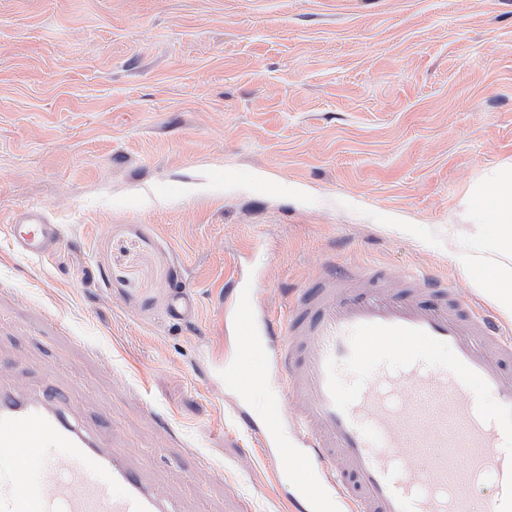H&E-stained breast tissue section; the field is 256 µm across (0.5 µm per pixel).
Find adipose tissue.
Instances as JSON below:
<instances>
[{
	"label": "adipose tissue",
	"mask_w": 512,
	"mask_h": 512,
	"mask_svg": "<svg viewBox=\"0 0 512 512\" xmlns=\"http://www.w3.org/2000/svg\"><path fill=\"white\" fill-rule=\"evenodd\" d=\"M470 219V242L455 247L452 260L473 288L484 292L501 314L512 318V262H488L483 257L489 245H512V167L491 170L484 183L474 188Z\"/></svg>",
	"instance_id": "adipose-tissue-1"
}]
</instances>
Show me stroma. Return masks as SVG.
I'll return each mask as SVG.
<instances>
[{
  "mask_svg": "<svg viewBox=\"0 0 512 512\" xmlns=\"http://www.w3.org/2000/svg\"><path fill=\"white\" fill-rule=\"evenodd\" d=\"M512 165V0H0V376L50 379L180 512H283L231 416L224 273L448 278ZM190 296L181 319L168 309ZM2 230L17 251L32 257L45 255L60 234L58 226L47 224L38 211H29L20 221L6 224Z\"/></svg>",
  "mask_w": 512,
  "mask_h": 512,
  "instance_id": "obj_1",
  "label": "stroma"
}]
</instances>
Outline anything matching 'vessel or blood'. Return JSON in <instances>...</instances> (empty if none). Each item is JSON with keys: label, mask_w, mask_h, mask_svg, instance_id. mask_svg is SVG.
Wrapping results in <instances>:
<instances>
[{"label": "vessel or blood", "mask_w": 512, "mask_h": 512, "mask_svg": "<svg viewBox=\"0 0 512 512\" xmlns=\"http://www.w3.org/2000/svg\"><path fill=\"white\" fill-rule=\"evenodd\" d=\"M4 230L26 255H45L57 225L31 211ZM233 357L224 383L267 389L261 421L238 420L286 463L306 512H472L471 492L493 490L484 512H512V330L445 278L382 266H327L272 316L253 287L231 278ZM447 351L445 367L424 360ZM267 356L263 367L254 361ZM360 376L346 390L340 368ZM292 400L294 415L279 408ZM58 453L45 455V441ZM0 512H173L121 449L76 417L69 393L0 383Z\"/></svg>", "instance_id": "vessel-or-blood-1"}]
</instances>
